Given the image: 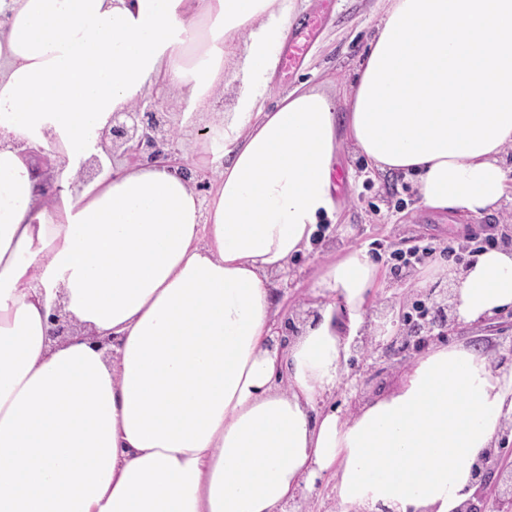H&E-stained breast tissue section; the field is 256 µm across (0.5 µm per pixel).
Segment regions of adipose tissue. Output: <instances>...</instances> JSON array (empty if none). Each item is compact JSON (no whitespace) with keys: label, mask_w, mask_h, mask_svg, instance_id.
Masks as SVG:
<instances>
[{"label":"adipose tissue","mask_w":512,"mask_h":512,"mask_svg":"<svg viewBox=\"0 0 512 512\" xmlns=\"http://www.w3.org/2000/svg\"><path fill=\"white\" fill-rule=\"evenodd\" d=\"M294 0H0V512H287L317 479L338 512H458L512 423V368L429 348L399 386L331 399L379 271L325 262L315 314L273 338V275L336 211L351 146L465 221L512 195V0H390L350 93L262 100ZM235 86L201 200L179 167L104 171L44 206L32 159L70 168L157 86L187 112ZM460 320L512 309V249L461 267ZM62 306L84 328L58 343ZM111 337L106 356L95 337Z\"/></svg>","instance_id":"obj_1"}]
</instances>
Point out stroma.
Listing matches in <instances>:
<instances>
[{
    "instance_id": "35a3bbf8",
    "label": "stroma",
    "mask_w": 512,
    "mask_h": 512,
    "mask_svg": "<svg viewBox=\"0 0 512 512\" xmlns=\"http://www.w3.org/2000/svg\"><path fill=\"white\" fill-rule=\"evenodd\" d=\"M387 8L388 0H295L296 18L321 14L325 21L297 67L289 71L275 67L270 91L263 100L265 110H276L280 98L304 82L331 96L343 97ZM337 164L339 205L330 229L311 252L297 258L288 272L277 276V304L281 316H304V309L296 307L295 301L309 298L318 267L340 250L364 248L375 257L380 270L382 286L374 294L370 312L372 332L383 336L390 326L385 308L400 304L405 294L399 291L397 278L385 260L379 258V251H404L415 245L434 247L424 268L409 267L405 273L411 279L421 276L430 283L445 284L452 280L459 264L448 260L442 249L449 241L460 238L461 233L450 214L423 207L413 183L403 176L375 171L364 157L348 147L342 149ZM487 338L512 347V314L500 313L482 325H459L447 341L474 346ZM368 365L361 354L351 355L333 397L337 406L348 410L359 399L388 391L403 370L402 365L394 364L372 375Z\"/></svg>"
}]
</instances>
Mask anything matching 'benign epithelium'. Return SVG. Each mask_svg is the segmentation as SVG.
Here are the masks:
<instances>
[{
  "label": "benign epithelium",
  "instance_id": "1",
  "mask_svg": "<svg viewBox=\"0 0 512 512\" xmlns=\"http://www.w3.org/2000/svg\"><path fill=\"white\" fill-rule=\"evenodd\" d=\"M101 146L103 155H94L88 163L81 165L77 182L88 183L104 168L114 169L116 155L123 158L128 166L160 161L181 162L178 136L168 125L162 98L154 95L130 108L112 113L102 133ZM413 305L421 308L418 318H412L410 311L402 308L393 316V334L376 341L367 333L357 336L351 344L352 350L365 352L374 368L395 359L406 362L426 343L447 335L459 325L455 293L450 286L417 292ZM51 321L55 325L51 339H64L75 333V324L61 309L54 310ZM511 433L512 425L504 431L498 447L488 450L474 465L476 492L462 504L458 512H512V463L507 462L504 454ZM491 482L503 484V489L489 504L483 489Z\"/></svg>",
  "mask_w": 512,
  "mask_h": 512
}]
</instances>
